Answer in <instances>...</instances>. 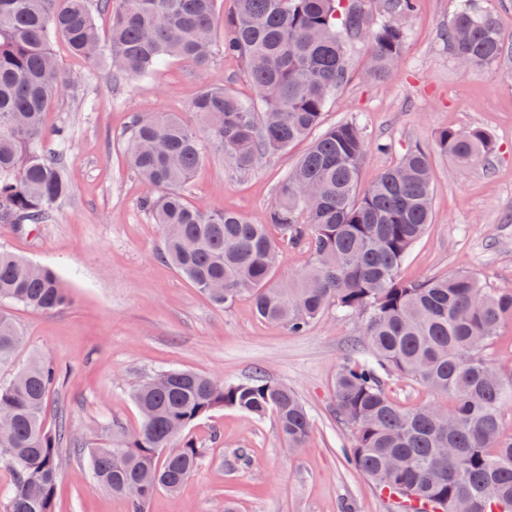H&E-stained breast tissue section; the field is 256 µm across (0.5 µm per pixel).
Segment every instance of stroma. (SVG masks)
Here are the masks:
<instances>
[{"label": "stroma", "instance_id": "35a3bbf8", "mask_svg": "<svg viewBox=\"0 0 512 512\" xmlns=\"http://www.w3.org/2000/svg\"><path fill=\"white\" fill-rule=\"evenodd\" d=\"M494 15L504 42L495 63L468 73L454 60L442 33L459 0H415L405 19L398 67L385 79L365 73L361 46L350 51V79L329 103L324 126L354 121L371 145L361 167L369 185L408 149L433 150L438 131L481 128L494 139L489 160L473 168L433 158V219L400 269L409 280L470 272L490 287L512 290V0H478ZM68 78L66 91L44 115L45 151L58 154L71 186L41 224H0V248L57 269L71 302L53 312L10 303L0 312L23 341L0 366L8 380L35 357L55 364L61 380L45 414L48 427L70 424L62 448L57 512H127L124 499L86 477L79 444L105 441L107 424L126 431L140 424L130 397L138 381L162 369H192L224 381L261 372L288 386L313 418L310 440L289 451L274 416L215 411L186 431L204 451L199 470L174 494L157 493L148 512H397L392 499L347 462L350 427L338 420L336 369L362 331L355 316L327 312L299 335L257 317L250 300L214 307L161 252L163 234L140 200L144 185L132 171L124 133L134 116H189L203 88H251L239 60L208 66L175 60L131 84L114 86L93 61L54 47ZM69 128V140L53 131ZM307 148L299 142L242 173L207 156L187 188L191 201L230 209L265 222L279 182ZM248 449L247 461L236 458Z\"/></svg>", "mask_w": 512, "mask_h": 512}]
</instances>
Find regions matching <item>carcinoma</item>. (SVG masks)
I'll return each instance as SVG.
<instances>
[{"label": "carcinoma", "instance_id": "obj_1", "mask_svg": "<svg viewBox=\"0 0 512 512\" xmlns=\"http://www.w3.org/2000/svg\"><path fill=\"white\" fill-rule=\"evenodd\" d=\"M92 0H0V223L41 224L70 192L61 159L46 154L44 113L68 85L53 47L62 40L95 61L115 84L144 77L175 58L200 65L217 55L240 60L255 95L222 87L199 91L191 112L209 145L236 170L305 139L309 147L276 190L266 222L193 203L186 188L205 160L193 125L160 112L132 119L125 147L146 192L142 207L164 230L166 258L214 305L247 297L257 316L305 331L327 310L363 320V334L339 364L336 417L351 427L348 462L403 512H512V376L479 355L512 321V290L466 271L407 280L399 270L432 222L431 159L408 150L369 186L359 182L368 139L354 122L320 129L330 100L349 79L351 46L363 42L369 74L383 78L400 62L402 20L414 0H383L388 19L370 25L364 0H98L110 12L103 38ZM224 40L214 41L217 26ZM443 36L468 73L504 51L493 15L462 0ZM483 129L439 131L435 151L462 168L494 152ZM301 247L312 264L297 278H277L281 250ZM52 312L71 298L56 270L0 249V303ZM22 343L0 313V365ZM417 381L448 406L405 407L385 389L388 376ZM57 369L34 358L0 382V464L13 480L0 489L7 512H56L61 447L69 424L45 426ZM138 430L115 442L79 448L91 482L147 512L154 495L177 492L199 469L203 452L183 434L223 409L255 419L275 416L288 449L312 433L311 415L288 387L257 373L224 382L172 368L136 385ZM138 483L137 497L127 486Z\"/></svg>", "mask_w": 512, "mask_h": 512}]
</instances>
